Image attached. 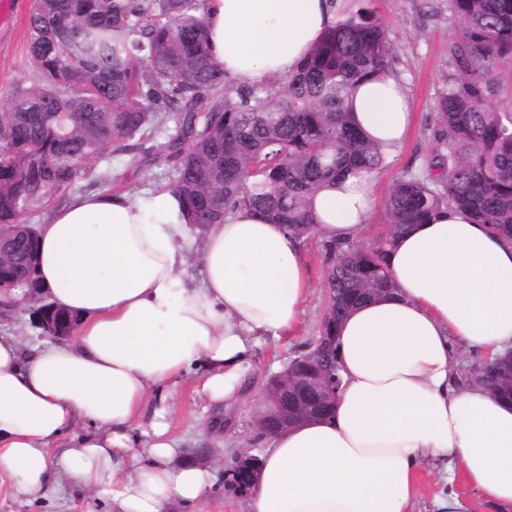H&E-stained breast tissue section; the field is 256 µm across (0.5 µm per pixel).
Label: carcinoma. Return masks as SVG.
Returning a JSON list of instances; mask_svg holds the SVG:
<instances>
[{
  "mask_svg": "<svg viewBox=\"0 0 512 512\" xmlns=\"http://www.w3.org/2000/svg\"><path fill=\"white\" fill-rule=\"evenodd\" d=\"M206 0H34L27 25L31 80L0 104V224L16 225L6 276L37 278L35 228L23 217L70 190L107 152L141 140L148 164L172 172L193 223L219 224L245 205L309 235L308 204L343 171L378 170L379 147L355 127L351 89L388 70L392 47L368 6L335 22L280 87L230 86L204 37ZM456 22L449 72L437 97L439 148L431 174L394 184L384 201L391 233L368 247L325 244L328 287L343 319L393 287L386 268L397 237L456 207L512 237V110L494 102L512 85V0H448ZM171 124L174 134L152 130ZM512 398V359L496 364Z\"/></svg>",
  "mask_w": 512,
  "mask_h": 512,
  "instance_id": "1",
  "label": "carcinoma"
}]
</instances>
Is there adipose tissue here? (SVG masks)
<instances>
[{"instance_id":"adipose-tissue-1","label":"adipose tissue","mask_w":512,"mask_h":512,"mask_svg":"<svg viewBox=\"0 0 512 512\" xmlns=\"http://www.w3.org/2000/svg\"><path fill=\"white\" fill-rule=\"evenodd\" d=\"M343 3L207 0L211 58L236 85L288 79ZM347 107L393 157L412 117L402 82H359ZM377 206L376 174L359 170L325 182L309 209L320 239L353 242ZM37 231L36 275L77 326L28 357L22 337L0 336V475L27 501L66 477L112 512L203 503L224 468L187 459L160 392L188 380L206 404L231 402L266 339L297 335L303 237L235 209L207 226L194 279L184 203L164 188L146 203L76 196ZM386 265L394 293L357 305L337 331L331 414L263 435L249 512H416L425 465L473 493L438 496V512H512V402L458 383L464 354L512 349V239L444 209L398 236ZM82 420L91 428L77 430Z\"/></svg>"}]
</instances>
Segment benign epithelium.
Masks as SVG:
<instances>
[{"instance_id":"1","label":"benign epithelium","mask_w":512,"mask_h":512,"mask_svg":"<svg viewBox=\"0 0 512 512\" xmlns=\"http://www.w3.org/2000/svg\"><path fill=\"white\" fill-rule=\"evenodd\" d=\"M17 282L0 278V298L7 299L10 308L30 306L32 317L44 333L62 340L70 337L76 319L48 305V297L42 288H25L19 296L12 295ZM327 306L323 320L330 328L323 329L314 340L308 353L288 362L286 368L270 379V387L264 390L269 403L268 410L259 414L260 427L269 433H281L295 425L322 416L326 406L336 401L339 387L331 375V360L336 356V312L340 304L336 291L328 288ZM257 458L247 452L226 469V481L238 485L237 475L247 469L255 475Z\"/></svg>"}]
</instances>
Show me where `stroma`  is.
<instances>
[{"mask_svg": "<svg viewBox=\"0 0 512 512\" xmlns=\"http://www.w3.org/2000/svg\"><path fill=\"white\" fill-rule=\"evenodd\" d=\"M371 6L383 23L393 47L390 70L402 77L413 107V123L397 157L379 171L378 191L387 196L399 179L421 175L420 159L437 145L436 102L442 79L448 71V43L455 32V22L448 10V0H372ZM33 0H9L6 20H0V100L17 83L29 80L26 67V26ZM164 165H147L140 151L99 159L93 175L80 176L71 191L56 195L50 207L26 216L29 224L45 223L53 208L64 205L71 196L103 187L149 198L164 185ZM304 254L309 268L311 293L304 304L302 323L294 338L271 339L258 354L254 371L237 400L224 409L222 447H215L207 435L213 409L200 400L191 385L179 388L171 415V434L182 439L187 450L211 449L213 455L232 461L239 451L259 454L253 433L257 405L274 368H285L289 359L308 351L319 332L326 307L328 263L323 243L317 234L304 240ZM0 512H111L110 502L78 492L69 479L39 500L23 502L13 495L9 482H0Z\"/></svg>", "mask_w": 512, "mask_h": 512, "instance_id": "1", "label": "stroma"}]
</instances>
